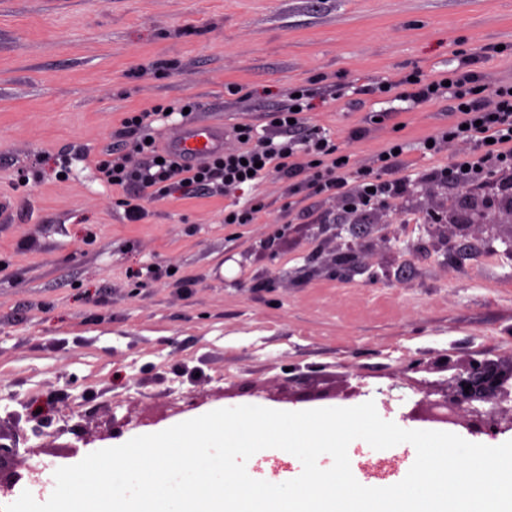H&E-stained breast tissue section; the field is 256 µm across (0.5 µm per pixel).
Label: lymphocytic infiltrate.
Masks as SVG:
<instances>
[{
    "mask_svg": "<svg viewBox=\"0 0 512 512\" xmlns=\"http://www.w3.org/2000/svg\"><path fill=\"white\" fill-rule=\"evenodd\" d=\"M359 92L370 96L394 92L418 106L447 100L452 121L431 141L421 142L419 150L436 156L454 145L458 151L446 164L425 169L423 179L451 185L463 182L477 193L490 183L497 197L512 195V86L501 84L489 91L477 72L454 69L428 80L406 75L392 84L381 80L360 86ZM311 108L309 90L301 89L287 106L268 113L270 134L259 135L251 124H236L235 148L194 165L181 163L151 142V114L129 112L121 120L120 135L131 152L146 158V165L131 167L126 155L112 148L97 160V172L113 188L139 186V194L124 200L133 222L144 218L145 204L151 200L199 189L256 187L272 177L287 182L289 198L331 196L346 202L354 214L388 208L404 198L411 185L404 161L410 150L407 142L391 138L371 162L353 165L344 160L336 143L311 126Z\"/></svg>",
    "mask_w": 512,
    "mask_h": 512,
    "instance_id": "f902f5d3",
    "label": "lymphocytic infiltrate"
}]
</instances>
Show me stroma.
Returning <instances> with one entry per match:
<instances>
[{
    "instance_id": "stroma-1",
    "label": "stroma",
    "mask_w": 512,
    "mask_h": 512,
    "mask_svg": "<svg viewBox=\"0 0 512 512\" xmlns=\"http://www.w3.org/2000/svg\"><path fill=\"white\" fill-rule=\"evenodd\" d=\"M466 55L487 86L512 81V0H0V431L28 466L20 487L54 488L59 467L220 408L371 401L383 420L423 430L408 418L420 398L411 361L436 380L446 359L512 358V256L448 264L404 221L433 212L446 184H415L386 215L414 246L404 275L294 284L305 234L273 255L259 245L274 225L332 219L336 199L292 207L274 179L155 199L134 223L95 170L124 113L193 103L156 121L161 141L189 123L261 129L298 86L314 93L311 123L359 165L392 135L446 127L448 104L388 103V120L355 140L373 101L332 100L331 86L431 75ZM255 195L259 223H225V205ZM243 264L273 288L235 284ZM146 266L156 278L135 285L131 271ZM43 401L49 411L30 417ZM415 458L399 444L349 461L380 488ZM380 459L397 462L383 480L368 469Z\"/></svg>"
}]
</instances>
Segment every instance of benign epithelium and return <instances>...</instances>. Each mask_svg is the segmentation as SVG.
<instances>
[{
    "mask_svg": "<svg viewBox=\"0 0 512 512\" xmlns=\"http://www.w3.org/2000/svg\"><path fill=\"white\" fill-rule=\"evenodd\" d=\"M474 214L470 224L455 223L447 214L446 224H423L421 229L429 236L435 250L453 257V248L464 240L477 236L485 239L488 247L498 241L512 254V202L492 200V187L486 195L474 196L461 190ZM316 243L315 252L322 257L320 265L297 270L301 278L337 276L349 281L362 265L354 264L336 269L341 256L355 259L369 257L376 244L388 246L390 232L386 224H369L361 229L357 224H319L310 234ZM448 376L443 380L416 383L422 398L413 408V417L420 420L460 425L472 435L495 437L512 429V360L504 364L492 360L469 358L463 362H448ZM19 449L16 439L0 434V491H12L22 475L16 470Z\"/></svg>",
    "mask_w": 512,
    "mask_h": 512,
    "instance_id": "1",
    "label": "benign epithelium"
}]
</instances>
